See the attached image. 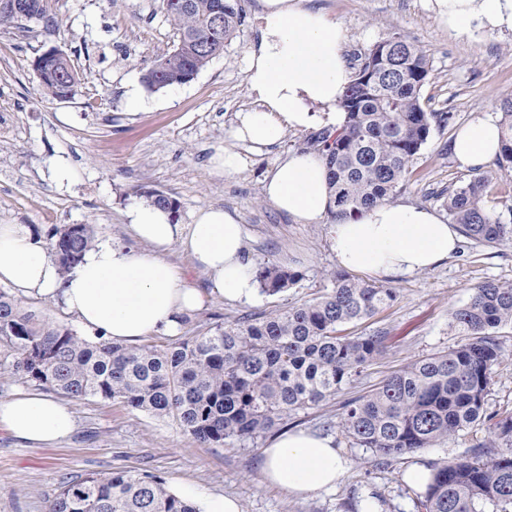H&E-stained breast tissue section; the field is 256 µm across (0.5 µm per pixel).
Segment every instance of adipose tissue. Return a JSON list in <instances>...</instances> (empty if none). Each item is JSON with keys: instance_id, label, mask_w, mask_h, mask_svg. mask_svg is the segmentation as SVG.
I'll return each mask as SVG.
<instances>
[{"instance_id": "obj_1", "label": "adipose tissue", "mask_w": 512, "mask_h": 512, "mask_svg": "<svg viewBox=\"0 0 512 512\" xmlns=\"http://www.w3.org/2000/svg\"><path fill=\"white\" fill-rule=\"evenodd\" d=\"M440 22L459 34L481 29L512 31V0H427ZM259 42L248 55L254 109L237 113L232 141L260 150L292 130L317 124L341 126L338 102L352 81L342 58L345 30L320 9L301 0H261ZM494 120L465 125L453 141L458 161L474 166L499 151ZM267 201L299 224L319 223L328 209L327 170L321 156L281 153L264 181ZM131 242L106 239L87 251L69 274H61L42 238L25 224H0V283L17 295L60 303L86 335L134 345L154 335L175 334L181 317L210 297L228 303L253 301L259 291L247 254V234L236 212L209 207L192 223L176 224L168 210L134 205ZM332 249L347 270L389 278L428 270L455 252L456 225L435 212L405 203L365 210L330 227ZM181 245L205 273L210 291L196 288L168 259ZM0 428L35 445L68 438L76 428L66 404L21 393L0 402ZM267 484L294 496L335 488L349 461L333 437L307 430L280 434L263 449Z\"/></svg>"}]
</instances>
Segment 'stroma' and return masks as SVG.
I'll use <instances>...</instances> for the list:
<instances>
[{"mask_svg":"<svg viewBox=\"0 0 512 512\" xmlns=\"http://www.w3.org/2000/svg\"><path fill=\"white\" fill-rule=\"evenodd\" d=\"M346 31L343 57L358 70L367 50L391 33L414 42L432 62L422 90L429 111L453 113L416 155L411 174L394 195L447 216L449 191L477 175L489 180L486 203L496 213L512 206V176L494 163L462 167L451 145L473 119H500V102L512 93V34L448 31L426 0H313ZM47 19L0 29V224H26L35 233L64 224H90L97 239L127 240V211L152 191L176 198V223L189 224L198 209L237 211L248 233L253 263L270 262L301 272L287 291L259 294L246 304L214 299L183 316L180 338L218 325L268 314L316 299L332 286L340 266L330 248V219L299 224L274 209L262 180L286 150L307 149L311 130L288 132L281 144L261 151L239 146L247 165L232 176L216 174L211 158L229 143L237 113L254 108L247 55L258 40L259 0H245L246 17L224 52L190 82L147 90L143 70L177 42L160 0H46ZM56 49L81 76L74 95L59 100L43 89L34 69ZM140 106H132L131 95ZM512 284V242L479 244L462 239L457 250L428 271L384 279L396 301L373 317L347 325V334L384 332L382 352L329 400L285 421L334 437L349 468L331 491L294 497L266 485L261 448L272 434L245 444L203 446L171 418L97 398H67L76 429L54 445L32 446L0 429V512H48L63 480L88 473L148 472L168 487L190 482L206 492L238 497L242 512H361L376 497L381 512H417L414 487L404 480L414 464L430 466L483 442L472 428L456 439L379 464L369 449L352 444L338 428L343 404L371 393L408 363L463 343L452 313L476 286ZM502 349L485 408L512 411V324L499 327Z\"/></svg>","mask_w":512,"mask_h":512,"instance_id":"35a3bbf8","label":"stroma"}]
</instances>
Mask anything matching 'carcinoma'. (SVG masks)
<instances>
[{"label": "carcinoma", "mask_w": 512, "mask_h": 512, "mask_svg": "<svg viewBox=\"0 0 512 512\" xmlns=\"http://www.w3.org/2000/svg\"><path fill=\"white\" fill-rule=\"evenodd\" d=\"M244 0H161L178 33L169 54L143 71L150 91L185 84L224 53L244 22ZM45 14L44 0H0V28ZM220 17L221 30L212 29ZM40 83L67 99L80 82L72 66L50 52L35 63ZM431 59L394 33L365 54L339 101L338 128L324 127L310 145L324 156L329 214L352 218L391 201L415 156L450 112H427L421 91ZM498 169L512 173V93L500 105ZM488 183L476 176L448 194V216L477 243L512 241L486 206ZM62 271L95 244L93 225L65 224L48 233ZM261 290L276 295L296 285L298 271L272 263L256 267ZM395 289L333 275L323 296L258 319L217 326L179 343L127 347L90 341L68 329L39 323L0 289V374L33 381L72 398H98L158 417H171L203 446L253 440L288 416L336 395L382 352L385 335L343 334V327L396 300ZM468 340L419 359L386 378L371 394L348 401L338 422L353 443L378 457L431 448L484 425L488 438L469 455L435 465L417 508L421 512H512V413L488 415L485 397L502 351L494 330L512 324V284L485 282L453 313ZM49 512H195L148 472L90 473L63 483Z\"/></svg>", "instance_id": "cac0c4a2"}]
</instances>
